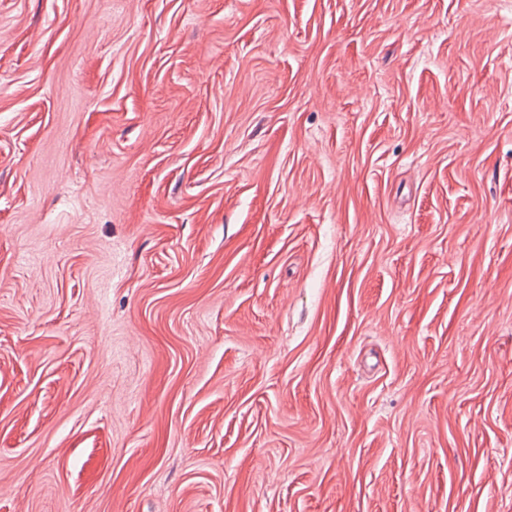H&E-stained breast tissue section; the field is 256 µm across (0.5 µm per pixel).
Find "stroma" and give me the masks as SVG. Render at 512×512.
I'll return each mask as SVG.
<instances>
[{
	"label": "stroma",
	"instance_id": "1",
	"mask_svg": "<svg viewBox=\"0 0 512 512\" xmlns=\"http://www.w3.org/2000/svg\"><path fill=\"white\" fill-rule=\"evenodd\" d=\"M0 512H512V5L0 0Z\"/></svg>",
	"mask_w": 512,
	"mask_h": 512
}]
</instances>
